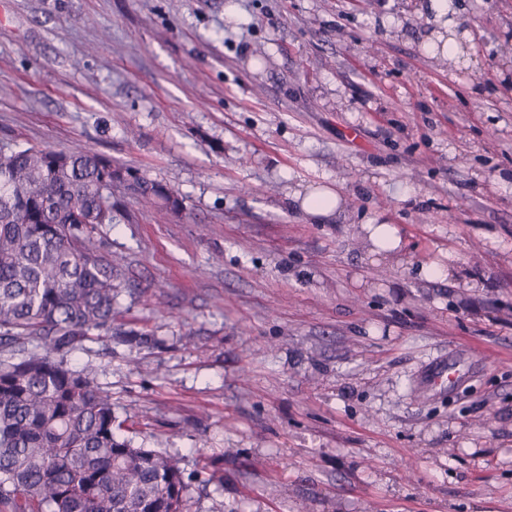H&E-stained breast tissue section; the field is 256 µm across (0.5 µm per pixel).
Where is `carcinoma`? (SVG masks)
<instances>
[{
    "mask_svg": "<svg viewBox=\"0 0 512 512\" xmlns=\"http://www.w3.org/2000/svg\"><path fill=\"white\" fill-rule=\"evenodd\" d=\"M183 198L94 152L0 148V512H185L180 460L117 434L112 396L68 354L112 333L124 261L93 245Z\"/></svg>",
    "mask_w": 512,
    "mask_h": 512,
    "instance_id": "obj_1",
    "label": "carcinoma"
}]
</instances>
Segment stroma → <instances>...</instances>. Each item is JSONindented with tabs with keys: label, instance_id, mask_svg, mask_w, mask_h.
<instances>
[{
	"label": "stroma",
	"instance_id": "1",
	"mask_svg": "<svg viewBox=\"0 0 512 512\" xmlns=\"http://www.w3.org/2000/svg\"><path fill=\"white\" fill-rule=\"evenodd\" d=\"M427 2L0 0V147L184 199L99 229L127 287L67 360L179 456L188 512H512V0ZM434 358L458 386L414 385ZM296 198H301V208L304 213L317 220L337 212L341 202V195L337 189L317 186L310 188L304 196L297 193ZM373 228L370 238H374L375 244L383 250L392 251L398 248L400 238L397 236V229L392 224H368Z\"/></svg>",
	"mask_w": 512,
	"mask_h": 512
}]
</instances>
